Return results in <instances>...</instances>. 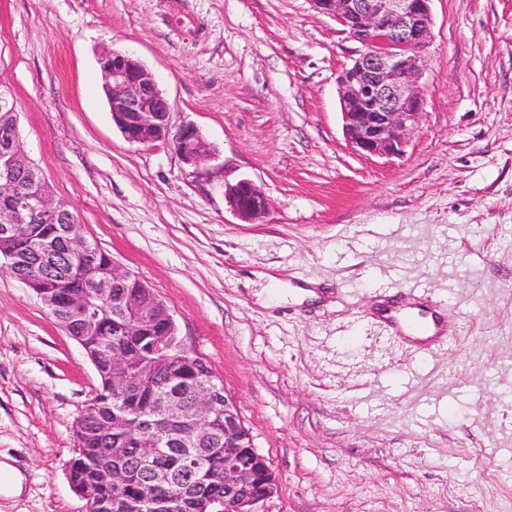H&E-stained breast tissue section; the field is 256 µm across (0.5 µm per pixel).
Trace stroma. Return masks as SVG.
I'll list each match as a JSON object with an SVG mask.
<instances>
[{"mask_svg": "<svg viewBox=\"0 0 512 512\" xmlns=\"http://www.w3.org/2000/svg\"><path fill=\"white\" fill-rule=\"evenodd\" d=\"M430 6L419 127L378 157L343 132L359 45L312 0H0L25 150L235 402L277 478L257 512H512V0ZM105 50L139 58L214 159L127 142ZM242 178L269 199L261 221L225 202ZM302 285L318 299H284ZM415 288L443 348L407 350L378 319ZM99 386L0 268V455L25 476L0 512H85L67 469Z\"/></svg>", "mask_w": 512, "mask_h": 512, "instance_id": "stroma-1", "label": "stroma"}]
</instances>
